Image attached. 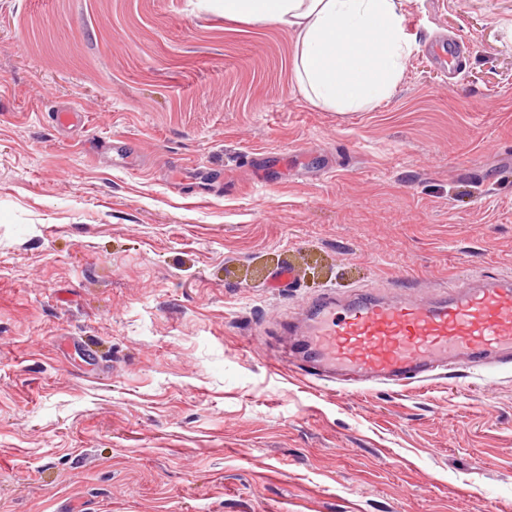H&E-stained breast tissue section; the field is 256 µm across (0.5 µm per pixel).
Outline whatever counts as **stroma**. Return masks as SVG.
<instances>
[{
    "mask_svg": "<svg viewBox=\"0 0 512 512\" xmlns=\"http://www.w3.org/2000/svg\"><path fill=\"white\" fill-rule=\"evenodd\" d=\"M405 31L392 95L338 112L221 0H0V512L512 508V364L279 362L324 292L512 277V0Z\"/></svg>",
    "mask_w": 512,
    "mask_h": 512,
    "instance_id": "1",
    "label": "stroma"
}]
</instances>
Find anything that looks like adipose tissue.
Listing matches in <instances>:
<instances>
[{
  "label": "adipose tissue",
  "mask_w": 512,
  "mask_h": 512,
  "mask_svg": "<svg viewBox=\"0 0 512 512\" xmlns=\"http://www.w3.org/2000/svg\"><path fill=\"white\" fill-rule=\"evenodd\" d=\"M224 15L294 39V77L316 106L358 112L388 98L410 52L405 0H222Z\"/></svg>",
  "instance_id": "ef3b65f1"
}]
</instances>
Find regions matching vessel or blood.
<instances>
[{"label": "vessel or blood", "mask_w": 512, "mask_h": 512, "mask_svg": "<svg viewBox=\"0 0 512 512\" xmlns=\"http://www.w3.org/2000/svg\"><path fill=\"white\" fill-rule=\"evenodd\" d=\"M288 362L314 376L352 372L364 383L427 381L455 365L512 362V278L466 275L428 296L329 293L281 326Z\"/></svg>", "instance_id": "obj_1"}]
</instances>
